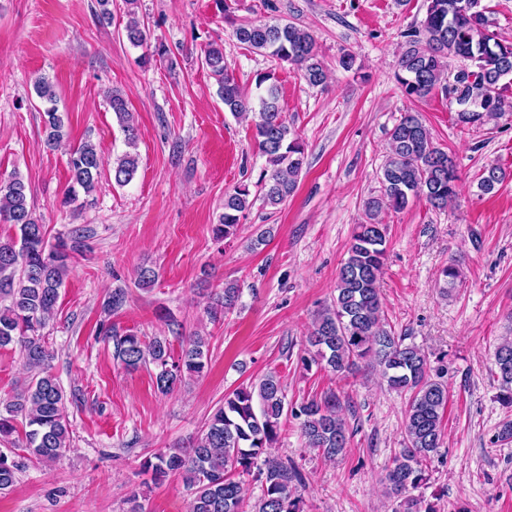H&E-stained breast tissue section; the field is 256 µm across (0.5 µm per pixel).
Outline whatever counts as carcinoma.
Segmentation results:
<instances>
[{"label":"carcinoma","instance_id":"obj_1","mask_svg":"<svg viewBox=\"0 0 512 512\" xmlns=\"http://www.w3.org/2000/svg\"><path fill=\"white\" fill-rule=\"evenodd\" d=\"M127 22L125 37L134 47L147 43L145 24L136 16L137 0H123ZM238 42L302 72L311 86L326 79V68L313 35L288 23H241L234 28ZM468 62L448 81L446 60ZM203 64L215 78L217 95L233 115L252 116L254 138L265 165L258 179L264 205L278 208L292 196L306 165L305 145L291 129L280 106L275 74L257 75L254 96L240 89L227 71L224 47L211 43ZM394 78L408 98H424L448 82L455 100V122L484 125L512 111V43L489 31L481 0H426L421 25L407 33ZM34 91L46 107L45 144L58 147L64 140V120L55 106L54 86L41 77ZM126 142L133 147L137 127L125 96L109 97ZM389 154L381 168L380 194L366 200L365 220L357 225L341 264L335 294L315 316L307 337L309 357L305 369L317 366L342 378L360 364L380 368L388 386L409 396L403 448L394 455L383 477L393 499L392 512H437L435 506L411 495L428 479L429 465L443 445L442 419L448 407V386L430 374L429 359L419 346L397 336L385 317L379 279L386 259L387 225L382 213L401 212L411 201L423 199L435 209H445L459 191L457 165L436 146L419 115L407 112L389 133ZM105 159L86 142L69 153L70 187L66 202L95 191ZM131 153L112 162V180L129 184L137 171ZM504 179L498 166L485 168L478 189L488 194ZM253 205L250 185L242 183L224 197V212L213 227L217 242L237 235L240 219ZM0 218L14 226L16 236L0 240V347L20 345L31 379L11 399L0 400V439L24 429L22 440L29 459L49 465L70 447L71 424L64 391L51 372L54 353L42 334L53 315L71 254L81 247V237H59L51 243L31 203L28 186L20 173L0 184ZM242 291L235 282L224 283L211 314L233 312ZM113 338L115 357L126 369L154 367L156 387L169 393L183 381L207 372L208 341L189 339L181 356L171 355L167 341L145 342L129 332L106 331ZM498 401L512 408V341L494 353ZM343 403L329 390L318 397L290 404L281 376L270 371L259 380L241 385L224 396L189 449L169 448L146 458L142 470L154 482L179 476L192 490L190 512H304L300 488L304 476L294 462L273 458L270 450L281 438L283 422H298L308 447L326 458L345 453L349 432L342 417ZM25 463L0 452V491L11 489ZM259 483L261 493L247 504L244 477Z\"/></svg>","mask_w":512,"mask_h":512}]
</instances>
